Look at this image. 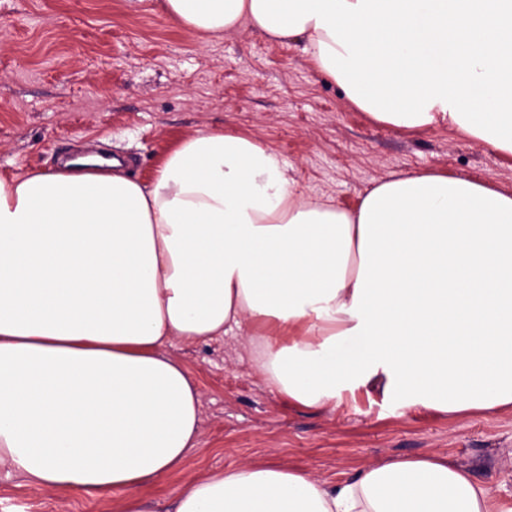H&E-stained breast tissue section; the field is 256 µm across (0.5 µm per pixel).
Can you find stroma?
I'll use <instances>...</instances> for the list:
<instances>
[{"label":"stroma","instance_id":"35a3bbf8","mask_svg":"<svg viewBox=\"0 0 512 512\" xmlns=\"http://www.w3.org/2000/svg\"><path fill=\"white\" fill-rule=\"evenodd\" d=\"M202 130L254 137L308 195L344 209L380 180L424 170L512 192V157L444 125L412 132L373 122L301 48L255 29L203 43L159 0H0V176L105 152L146 182ZM168 353L200 389L201 435L182 472L143 489L145 512H173L185 480L247 460L333 481L391 458L448 454L477 482L512 494L510 411L454 418L365 388L305 409L266 388L235 337ZM122 500L39 489L0 467V512H120Z\"/></svg>","mask_w":512,"mask_h":512}]
</instances>
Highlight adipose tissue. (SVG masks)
I'll use <instances>...</instances> for the list:
<instances>
[{"instance_id": "adipose-tissue-1", "label": "adipose tissue", "mask_w": 512, "mask_h": 512, "mask_svg": "<svg viewBox=\"0 0 512 512\" xmlns=\"http://www.w3.org/2000/svg\"><path fill=\"white\" fill-rule=\"evenodd\" d=\"M201 39L302 46L371 120L440 124L512 157V0H162ZM240 337L289 404L383 394L512 410V193L424 171L352 210L308 196L244 133L197 132L151 181L93 158L0 178V465L89 500L140 492L197 447L201 399L167 343ZM175 512H512L449 455L333 482L246 462Z\"/></svg>"}]
</instances>
